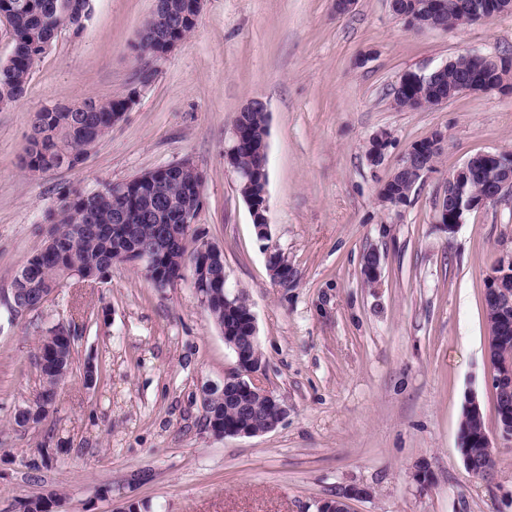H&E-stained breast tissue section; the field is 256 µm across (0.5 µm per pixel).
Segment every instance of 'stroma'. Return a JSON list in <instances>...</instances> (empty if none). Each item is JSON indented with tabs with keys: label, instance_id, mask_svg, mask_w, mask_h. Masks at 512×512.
Here are the masks:
<instances>
[{
	"label": "stroma",
	"instance_id": "1",
	"mask_svg": "<svg viewBox=\"0 0 512 512\" xmlns=\"http://www.w3.org/2000/svg\"><path fill=\"white\" fill-rule=\"evenodd\" d=\"M35 62L22 97L0 107V290L46 239L45 209L68 187L87 191L191 159L205 176L194 229L224 250V277L255 315L262 366L253 381L288 407L256 437L206 428L201 392L236 359L189 281L154 288L133 265L58 289L26 318L0 304V512L48 495L50 512H316L356 486L349 512H512V444L500 442L488 480L466 472L459 425L476 393L494 428L483 294L512 204L468 213L440 230L436 196L481 152L512 151V95L461 92L409 112L392 91L470 50L512 57V14L413 30L387 0H204L186 41L138 85L132 46L153 0H93ZM137 91L124 119L79 166L28 174L36 112L55 103ZM266 102L267 212L259 242L224 151L252 99ZM448 140L409 201L379 190L411 146ZM387 132L380 163L370 139ZM288 258L275 282L266 249ZM381 256L367 284V252ZM80 324L56 409L20 429L13 417L42 389L35 356L59 323ZM99 369L95 387L86 363Z\"/></svg>",
	"mask_w": 512,
	"mask_h": 512
}]
</instances>
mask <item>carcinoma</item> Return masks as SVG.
Listing matches in <instances>:
<instances>
[{
  "label": "carcinoma",
  "instance_id": "carcinoma-1",
  "mask_svg": "<svg viewBox=\"0 0 512 512\" xmlns=\"http://www.w3.org/2000/svg\"><path fill=\"white\" fill-rule=\"evenodd\" d=\"M399 13L410 27H417L418 6L426 0H397ZM448 10L439 22L457 28L487 19L482 9L484 0H447ZM186 0H163L162 5L146 21L150 33L158 38L178 36L186 38L192 32L189 25L180 24ZM91 0H0V17L7 22L13 42L11 54L0 60V102L12 103L22 96L35 61L46 51L55 35L66 29L78 31L90 17ZM498 79L496 69L465 55L435 73L431 78H421L398 85L393 92L394 105L400 109H414L424 100L438 95L454 96L475 81L490 82ZM129 96L95 101L92 112H83L77 104H56L36 113L32 133L28 140L23 167L29 173L46 172L60 167L63 159L80 158L86 148L98 144L119 122L126 109ZM246 132V139L238 149L237 166L251 170L259 166V159L250 150L249 142L261 141L266 134L263 113L244 112L236 119ZM203 174L195 166L175 170H158L153 174L152 186L132 180L125 184L120 196L112 193L98 195L90 203L64 191L56 205L48 209L43 223L52 225L48 239L40 250L28 258L20 268V278L12 284L24 289L26 303L39 309L52 300L58 288L71 279L81 277L93 280L110 269L112 258L121 250H131L133 245L148 247L157 235L165 234L164 250L153 259V270L158 278L169 284L185 279V254L187 245L177 215L200 209V187ZM419 182L416 173L405 171L383 185L389 194L406 202ZM124 212L128 223L135 228L134 238L127 244L112 236V225L117 223L119 212ZM206 306L214 324L222 329L233 327L236 335H245L244 320L248 301L241 296L231 305L224 303V289L213 288L206 292ZM76 330L64 324L49 331L42 338L36 357V368L45 383L46 394L54 388L71 369L72 361L59 363L49 350L55 348L70 352ZM204 419L212 429H231L249 425L256 430L266 427L273 411L258 402L247 413L241 414L224 395L216 391L203 404ZM484 419L466 417L461 420L464 433V452L473 456L483 467L491 469L494 463L484 457L477 439Z\"/></svg>",
  "mask_w": 512,
  "mask_h": 512
}]
</instances>
